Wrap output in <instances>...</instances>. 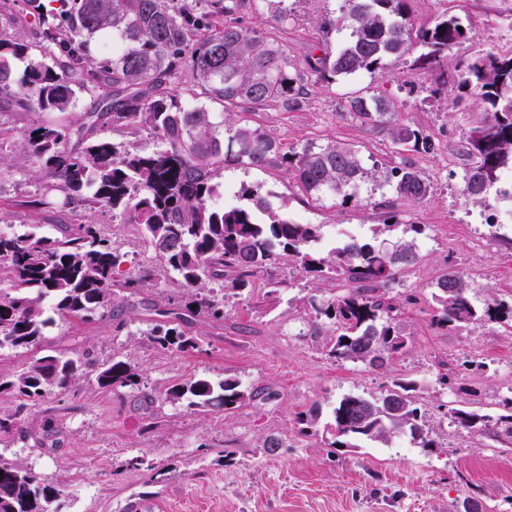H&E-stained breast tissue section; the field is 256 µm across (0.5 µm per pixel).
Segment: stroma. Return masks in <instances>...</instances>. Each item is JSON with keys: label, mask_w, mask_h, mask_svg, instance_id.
I'll return each instance as SVG.
<instances>
[{"label": "stroma", "mask_w": 512, "mask_h": 512, "mask_svg": "<svg viewBox=\"0 0 512 512\" xmlns=\"http://www.w3.org/2000/svg\"><path fill=\"white\" fill-rule=\"evenodd\" d=\"M282 6L288 21L278 28L274 15ZM344 6L345 0H239L235 20L247 27H275L287 51L288 72L301 75L310 93L293 111L271 103L237 112L226 130L259 127L288 146L309 141L350 146L364 167L409 162L428 179L430 197L400 207L403 223L426 228L418 262L400 270L391 291L401 304L399 326L411 339L408 349L382 370L330 359L325 331L315 330L309 320V299L339 294L341 288L301 277L285 263L275 274L287 288L274 308L258 313L238 297L227 300L223 321L192 318L187 329L200 342L192 352L157 348L139 334L145 302L181 293L165 277L143 290L141 306L116 308L93 323H56L38 347L0 353V373L21 371L35 357L83 350L103 364L121 351L136 363L146 391L156 398L154 428L142 433L136 400L99 387L89 372L28 407L24 437L0 440L1 457L31 468L44 482L63 484L61 512H135L140 500L152 503L155 512H460L467 498L490 512H512V437L464 429L449 413L465 405L494 414L512 397V324L480 321L449 330L432 325L430 308L434 282L451 270L478 284L476 304L512 298V222L480 225L478 207L459 194L469 163L464 135L481 126L486 114L474 100L457 101L453 89L430 96L432 75L416 68L409 55L381 73L328 86L316 83L305 58L314 45L335 51L348 39L345 27L326 35L319 29L323 15L341 17ZM408 9L416 29L448 14L462 18L467 37L449 50L448 69L480 50L512 55L507 23L512 0H408ZM37 25L26 0H0V33L28 40ZM380 93L392 100L397 123L421 128L439 144L437 154L397 152L388 128L361 124L344 107L347 96ZM34 118L31 112L0 111V232L35 230L55 237L61 225L91 220L112 233L126 255L117 280L155 264L154 250L119 213H92L78 203L65 209L31 207L40 182L18 149ZM220 180L224 203L233 202L241 185L258 186L273 205L287 203L289 217L319 225L322 235L340 241L352 233L367 237L383 221L373 204L344 208L328 197L308 198L282 166L228 164ZM454 371L459 374L455 384H437L438 375ZM193 375L233 377L275 397L225 413L163 401L169 386ZM398 378L416 384L414 398L427 413L432 447L395 437L383 448L370 443L336 448L330 434H300L299 414L314 412L318 424H325L343 396H377ZM50 415L59 421V444L42 448V422ZM271 433L285 446L268 454L262 442ZM228 449L234 450V461L225 460ZM134 455L144 458V468H129Z\"/></svg>", "instance_id": "1"}]
</instances>
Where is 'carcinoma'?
Returning a JSON list of instances; mask_svg holds the SVG:
<instances>
[{
  "instance_id": "carcinoma-1",
  "label": "carcinoma",
  "mask_w": 512,
  "mask_h": 512,
  "mask_svg": "<svg viewBox=\"0 0 512 512\" xmlns=\"http://www.w3.org/2000/svg\"><path fill=\"white\" fill-rule=\"evenodd\" d=\"M39 26L32 41L0 38V110L66 112L77 94L99 90L76 128L35 121L20 144V157L39 175L40 197L32 207L55 196L60 206L76 202L89 211H121L154 249L159 268H141L124 282L114 280L123 255L100 225L89 222L48 238L35 232L0 234V353L36 346L57 321L91 322L134 298L159 272L185 289L186 308L211 321L224 319V298L251 293L260 272L292 261L301 273L321 280H342L347 290L321 300L310 298L315 322L327 328L326 355L336 361H360L382 369L399 356L408 340L397 328L400 304L376 294L396 280L398 271L418 258L421 224H401L394 202L420 203L431 193L428 180L401 165L366 169L356 150L307 142L284 149L278 138L249 126L224 137L204 106L190 107L169 88L189 68L207 98L224 108L298 104L305 87L286 70V51L272 33L229 19L238 0H214L228 20L209 34V13L201 0H57L58 14L40 12V0H28ZM350 39L339 50L309 53L307 65L319 80L386 69L393 58L421 53L414 63L434 76L431 95L452 85L460 99L483 105L487 121L465 134L474 165L465 175L462 195L485 202L500 172L512 165V56L480 52L453 74L442 69L448 50L466 37L462 19L446 15L411 35L406 0H346ZM112 31L116 47L95 55L92 42ZM25 63L21 76L14 61ZM346 109L370 126L391 125V138L403 151L433 153L430 135L406 124H391V101L351 96ZM107 126L146 129L162 148L145 152L133 143L116 144L98 135ZM278 161L295 175L307 196L331 197L340 206H357L360 186L378 180L393 200L371 238L346 243L323 255L314 224L294 221L274 208L261 187L241 185L238 202L219 204L224 196L220 170L226 163L264 168ZM270 279L267 291L249 298L252 308L267 309L280 292ZM475 283L457 272L444 274L432 292L431 322L463 329L477 321H512V301L492 298L479 307ZM142 335L168 350L189 352L198 340L182 327L152 320ZM95 366L93 353L33 359L19 374H0V397L18 401L16 411L0 414V440L22 434L23 411L66 388ZM100 387L114 392L140 389V374L130 357L119 353L98 369ZM415 383L397 379L378 396L347 395L332 409L325 426L338 447L360 441L385 442L395 434L421 448L433 441L412 398ZM263 394L235 378L216 381L191 376L169 388L163 400L187 403L202 411H228ZM507 413L491 416L462 406L451 410L462 427L512 436V400ZM59 484L42 481L32 470L0 456V512H59Z\"/></svg>"
}]
</instances>
